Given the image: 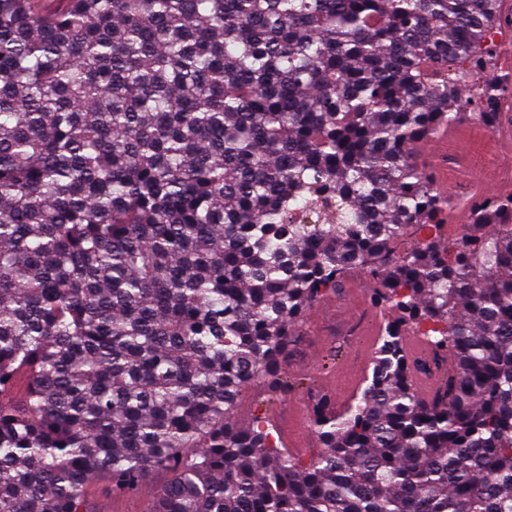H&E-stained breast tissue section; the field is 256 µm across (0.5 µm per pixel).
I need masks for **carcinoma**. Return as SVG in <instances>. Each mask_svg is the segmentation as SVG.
Instances as JSON below:
<instances>
[{
  "mask_svg": "<svg viewBox=\"0 0 512 512\" xmlns=\"http://www.w3.org/2000/svg\"><path fill=\"white\" fill-rule=\"evenodd\" d=\"M500 30L499 0H0V512L158 470L148 512H512V194L449 237L416 156L497 123ZM354 268L371 380L310 393L304 460L233 414Z\"/></svg>",
  "mask_w": 512,
  "mask_h": 512,
  "instance_id": "cac0c4a2",
  "label": "carcinoma"
}]
</instances>
